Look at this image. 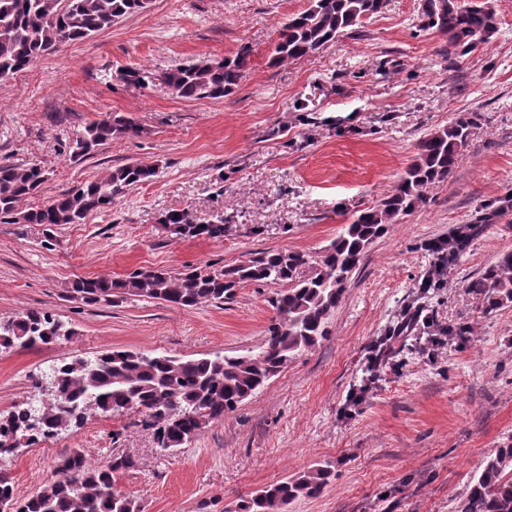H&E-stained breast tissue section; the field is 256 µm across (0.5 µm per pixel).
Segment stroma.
Here are the masks:
<instances>
[{
  "label": "stroma",
  "instance_id": "35a3bbf8",
  "mask_svg": "<svg viewBox=\"0 0 512 512\" xmlns=\"http://www.w3.org/2000/svg\"><path fill=\"white\" fill-rule=\"evenodd\" d=\"M493 2L497 36L461 58L443 55L442 36L417 31L419 0H390L319 53L274 67L275 27L307 0H150L0 80V160L48 171L20 210L116 165L158 168L85 223H0V318L38 309L74 331L51 345L0 349V412L29 400L53 366L108 350L182 359L259 350L272 285L246 283L229 302L190 310L134 296L88 305L65 290L78 276L138 268L218 272L265 248L319 260L341 225L379 204L421 138L454 113L482 116L448 182L370 246L319 345L176 451L158 448L136 413L94 414L17 450L0 472L18 497L80 448L95 462L131 458L119 487L143 512H224L324 460L335 480L287 512H454L486 457L512 442V307L485 311L467 288L512 252V214L483 225L442 287H420L434 262L427 242L512 192V0ZM243 43L252 65L227 97L181 99L160 79ZM131 67L142 84L121 79ZM109 112L144 134L73 158L72 138ZM183 208L201 223L222 216L223 238L180 237L160 224ZM407 320L410 330L392 339Z\"/></svg>",
  "mask_w": 512,
  "mask_h": 512
}]
</instances>
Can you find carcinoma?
I'll return each mask as SVG.
<instances>
[{
	"label": "carcinoma",
	"mask_w": 512,
	"mask_h": 512,
	"mask_svg": "<svg viewBox=\"0 0 512 512\" xmlns=\"http://www.w3.org/2000/svg\"><path fill=\"white\" fill-rule=\"evenodd\" d=\"M388 5L389 0H307L304 10L277 28L271 64L282 66L320 52ZM146 8L148 0H0V80L28 69L68 42L91 38ZM416 26L444 36L443 52L450 58L485 48L499 31L491 6H465L460 0H420ZM252 55V47L242 43L221 61L175 66L164 71L160 79L179 98L220 99L239 86L252 64ZM480 120L478 112H458L448 125L421 138L413 163L391 191L378 205L359 211L350 223L342 225L312 267L303 252L264 249L220 273L153 268L135 270L121 279L74 278L67 288L68 297L87 304H110L137 296L183 309L222 303L246 282L286 283L288 287L271 299L275 315L257 353L182 360L112 350L52 368L45 379L37 378L33 383L40 391L42 381L50 382L49 402L39 407L24 402L6 414L0 413V455L17 449L13 443L17 437L27 438L25 446H33L62 429L83 424L94 413L119 417L136 411L155 429L161 448L173 451L190 443L210 423L234 411L294 359L329 336L328 320L370 245L404 216L429 203V189L453 175ZM143 133L144 128L134 120L110 112L76 134L70 149L72 155L86 157L115 140ZM157 174V167L150 164L118 165L100 178L20 211L19 202L38 193L47 181L46 170L34 162L1 160L0 222L82 224ZM511 212L512 196L505 195L471 227L477 229ZM161 223L177 236H224V220L200 224L186 208L166 212ZM308 266L311 271L303 273ZM466 288L491 310L511 307L512 252L470 280ZM72 334L53 315L31 309L0 321V348H33ZM131 465L126 456L93 464L83 450L75 449L60 461L55 478L25 498L17 497L12 480L0 474V512H141V505L118 487V480ZM335 475L332 463H320L256 490L225 512H286V506L299 497L321 495ZM454 512H512V443L487 457Z\"/></svg>",
	"instance_id": "carcinoma-1"
}]
</instances>
